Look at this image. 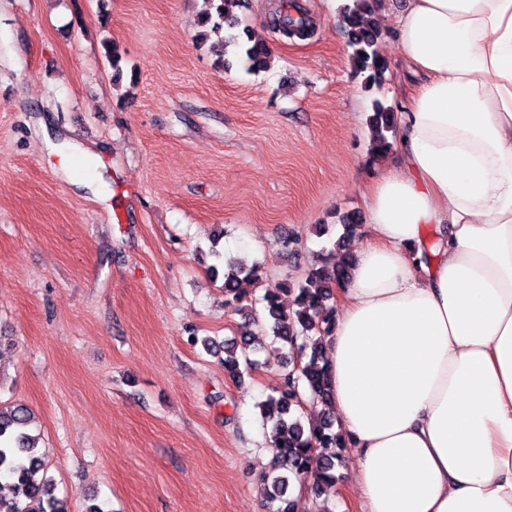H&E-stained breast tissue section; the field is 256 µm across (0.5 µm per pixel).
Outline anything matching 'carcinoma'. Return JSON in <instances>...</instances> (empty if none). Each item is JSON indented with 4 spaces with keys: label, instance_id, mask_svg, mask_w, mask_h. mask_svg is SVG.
<instances>
[{
    "label": "carcinoma",
    "instance_id": "1",
    "mask_svg": "<svg viewBox=\"0 0 512 512\" xmlns=\"http://www.w3.org/2000/svg\"><path fill=\"white\" fill-rule=\"evenodd\" d=\"M241 0H216L215 13L206 12L197 19L200 42L207 41L208 30L227 27L229 36L216 42L211 50L224 58L229 46H237L238 35L233 30L240 20L236 8ZM343 19L349 59L354 70L364 77V87L380 86L388 71L386 60L378 52L382 37L370 0H353L343 6ZM247 58L258 70L270 66L267 49L254 43L245 49ZM373 133L372 151L386 152L392 147L391 138L397 132L396 114L392 107L375 102L368 118ZM342 232L331 250L312 268L304 281L288 279L267 290L263 296L266 319L274 341L288 349L284 356L283 374L279 385L260 403L263 421L270 425V447L276 457L265 472L269 484L267 496L270 512H292L289 489L292 483L307 489L318 498L336 486V449L348 446L342 431L335 428V419L326 411L315 415L306 412L305 405H327L330 384L323 356L321 338L328 335L336 318V288L351 275L352 259L349 240L356 225L349 217H341ZM215 264L211 271L226 264L224 274V306L234 312L244 310L247 299L243 285L256 277V267L247 268L213 251ZM253 339L224 342V374L236 384L245 382L255 362L238 355V349L251 345ZM33 415L24 405L0 403V505L7 512H68L67 503L56 494V483L48 475L47 463L39 450V436L33 432Z\"/></svg>",
    "mask_w": 512,
    "mask_h": 512
}]
</instances>
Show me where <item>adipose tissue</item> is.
<instances>
[{"label": "adipose tissue", "instance_id": "1", "mask_svg": "<svg viewBox=\"0 0 512 512\" xmlns=\"http://www.w3.org/2000/svg\"><path fill=\"white\" fill-rule=\"evenodd\" d=\"M415 88L327 338L364 512H512V0H387Z\"/></svg>", "mask_w": 512, "mask_h": 512}]
</instances>
